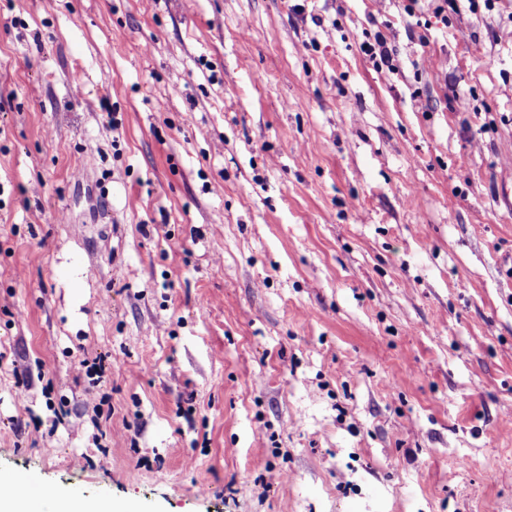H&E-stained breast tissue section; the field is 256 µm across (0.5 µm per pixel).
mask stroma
<instances>
[{
    "label": "stroma",
    "instance_id": "stroma-1",
    "mask_svg": "<svg viewBox=\"0 0 512 512\" xmlns=\"http://www.w3.org/2000/svg\"><path fill=\"white\" fill-rule=\"evenodd\" d=\"M1 474L512 512V18L0 0ZM363 53L369 56L374 63V66L382 71L385 67L390 73H394L397 66L393 64L394 56L392 50L387 46V41L384 36L378 33L373 43H364L362 45Z\"/></svg>",
    "mask_w": 512,
    "mask_h": 512
}]
</instances>
